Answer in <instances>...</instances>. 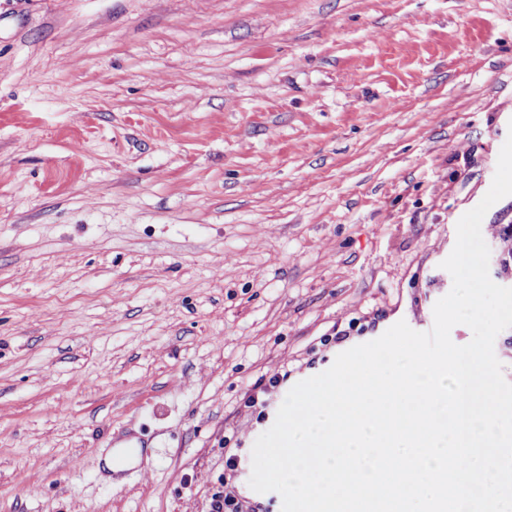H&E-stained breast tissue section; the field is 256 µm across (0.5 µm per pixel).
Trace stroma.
Here are the masks:
<instances>
[{"label":"stroma","instance_id":"stroma-1","mask_svg":"<svg viewBox=\"0 0 512 512\" xmlns=\"http://www.w3.org/2000/svg\"><path fill=\"white\" fill-rule=\"evenodd\" d=\"M511 132L512 0H0V512H282L256 439L432 328ZM210 511L251 512L254 509L250 506L249 502L243 500L233 490H230L227 485H224V489H218L212 494Z\"/></svg>","mask_w":512,"mask_h":512}]
</instances>
